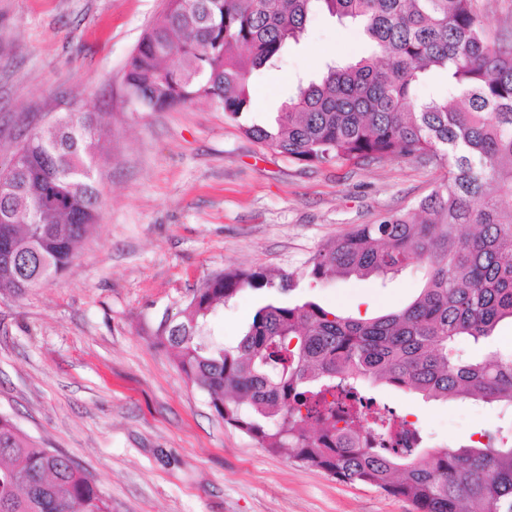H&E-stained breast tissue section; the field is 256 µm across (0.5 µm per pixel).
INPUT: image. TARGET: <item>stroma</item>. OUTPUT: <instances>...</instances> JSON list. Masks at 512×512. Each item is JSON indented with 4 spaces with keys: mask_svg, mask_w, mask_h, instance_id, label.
<instances>
[{
    "mask_svg": "<svg viewBox=\"0 0 512 512\" xmlns=\"http://www.w3.org/2000/svg\"><path fill=\"white\" fill-rule=\"evenodd\" d=\"M166 0H0V168L30 133L67 112L96 113L100 220L62 277L0 294V411L44 447L69 455L112 512H413L402 499L274 455L217 417L154 333L209 275L302 268L325 242L404 212L445 173L388 158L309 167L246 137L273 124L296 80L328 59L366 52L361 29L326 10L277 68L252 74L251 111L226 116L200 100L160 112L136 106L125 70ZM424 271L355 277L316 289L328 309L376 316L411 300ZM258 291L211 320L236 345ZM421 429L427 450L468 444L505 416L482 403L426 401L374 389Z\"/></svg>",
    "mask_w": 512,
    "mask_h": 512,
    "instance_id": "obj_1",
    "label": "stroma"
}]
</instances>
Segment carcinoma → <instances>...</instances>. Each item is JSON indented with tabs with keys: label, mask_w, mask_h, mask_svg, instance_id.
Instances as JSON below:
<instances>
[{
	"label": "carcinoma",
	"mask_w": 512,
	"mask_h": 512,
	"mask_svg": "<svg viewBox=\"0 0 512 512\" xmlns=\"http://www.w3.org/2000/svg\"><path fill=\"white\" fill-rule=\"evenodd\" d=\"M319 8L360 24L368 53L324 62L282 103L274 128L253 123L245 134L306 166L438 158L447 172L414 209L329 240L299 274L208 276L157 343L218 417L272 454L374 486L415 512H512V433L409 461L362 447L361 409L338 416L325 401L384 383L427 400L512 405V352L492 348L499 324L512 322V43L488 37L474 0H167L126 64V85L148 112L210 99L238 119L250 109V75L299 43ZM432 72L443 88L420 100ZM101 137L94 114L68 112L25 144L0 196V246L17 258L0 264L1 293L61 276L99 222ZM413 264L425 269L419 294L378 316L283 298L301 279L386 278ZM246 288L265 298L226 348L209 321ZM460 341L487 353L463 356ZM0 512H112V502L69 456L0 413Z\"/></svg>",
	"instance_id": "cac0c4a2"
}]
</instances>
